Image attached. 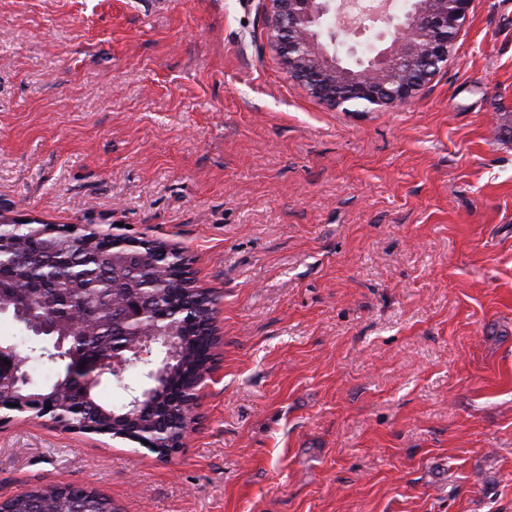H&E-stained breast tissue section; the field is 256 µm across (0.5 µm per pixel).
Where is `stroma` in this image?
I'll use <instances>...</instances> for the list:
<instances>
[{
  "mask_svg": "<svg viewBox=\"0 0 512 512\" xmlns=\"http://www.w3.org/2000/svg\"><path fill=\"white\" fill-rule=\"evenodd\" d=\"M512 0L410 101L289 79L263 0H0V214L179 249L219 343L179 452L0 424V501L512 512ZM37 499L45 512H85L84 506L79 503L82 501L86 505L88 512H114L112 503L108 498L93 491H88L82 487H59L51 486L12 498L9 508L12 512H30L33 507V501Z\"/></svg>",
  "mask_w": 512,
  "mask_h": 512,
  "instance_id": "1",
  "label": "stroma"
}]
</instances>
